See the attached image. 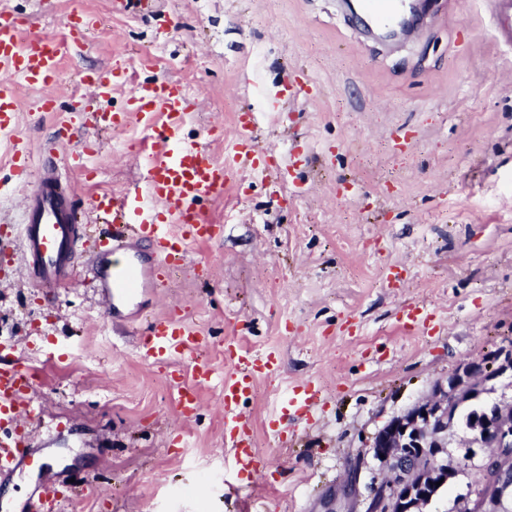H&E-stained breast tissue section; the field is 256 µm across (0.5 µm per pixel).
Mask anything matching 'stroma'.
<instances>
[{"label": "stroma", "mask_w": 512, "mask_h": 512, "mask_svg": "<svg viewBox=\"0 0 512 512\" xmlns=\"http://www.w3.org/2000/svg\"><path fill=\"white\" fill-rule=\"evenodd\" d=\"M23 36H56L73 13L98 19L61 63L71 86L91 71L178 79L196 104L182 129L215 128V158L230 165L222 194L199 208L224 227L190 246L182 268L142 299L109 313L92 280L53 303L0 280V336L37 367L28 432L33 464L0 473L32 496L73 480L65 512H238L236 487L260 512H365L380 467L374 433L427 396L461 363L512 346V49L492 37L481 0H432L426 25L403 42L364 37L341 0H0ZM250 114L258 149L280 178L234 164L236 122ZM61 112L17 100V129L34 161L17 178L0 154V222L15 218L23 183ZM137 119L101 134L89 171L55 162L84 209L101 191L143 184ZM425 308V332L403 327ZM179 309L210 338L273 351L279 369L239 403L258 469L238 471L224 431L219 384L199 391L197 419L176 412L168 365L143 361L140 313ZM300 380L320 402L281 417L278 399Z\"/></svg>", "instance_id": "stroma-1"}]
</instances>
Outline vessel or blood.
<instances>
[{"label":"vessel or blood","mask_w":512,"mask_h":512,"mask_svg":"<svg viewBox=\"0 0 512 512\" xmlns=\"http://www.w3.org/2000/svg\"><path fill=\"white\" fill-rule=\"evenodd\" d=\"M487 5L494 40L511 47L512 0H487ZM359 7L370 18L379 37L412 35L406 0H360ZM67 26L69 38L25 40L18 25L0 14V138L7 140L20 175L30 168L32 155L25 139L14 133L16 87L22 83L42 90L40 110L56 111L55 96L45 94L44 89L56 83L63 57L79 40L82 17H71ZM193 109L194 102L184 86L179 81L167 80L136 85L130 94L128 112L85 108L80 112L79 123L61 122V138L79 142L69 157L70 166L86 172L99 145L82 139L83 129H119L126 125L129 114H136L149 137L148 142L139 145L145 160L146 181L140 187L119 193L102 192L92 198L90 214L113 224L116 231L112 238L91 244L90 260L81 267L77 264V226L70 206L73 186L57 173L53 157L43 156L45 175L39 184L27 190L16 232H0V278L10 273L6 254L13 238L18 237L24 246L29 283L40 288H59L82 269L104 284L108 300L127 301L136 296L139 288L159 286L160 268L182 264L188 244L216 240L218 225L198 209L197 203L203 197L223 192L228 169L202 142L182 137V127ZM236 146L238 166L255 167L258 151L252 127L242 120L237 123ZM130 236L150 243L152 252L145 260L118 259V252L124 250ZM207 345L206 337L188 325L184 317L168 313L147 323L139 340V351L154 364H168L178 358L190 360L197 383L220 382L224 391V427L234 439L235 464L242 471L257 468L259 462L247 425L235 409L258 377L276 372L277 362L271 353H252L232 343L226 347L231 368L218 376L207 361L198 357ZM36 379L35 369L0 358V422L32 420L27 407ZM316 401L317 392L311 383H297L279 409L284 412L293 407L308 408ZM24 447L22 435L0 437V469H10Z\"/></svg>","instance_id":"vessel-or-blood-1"}]
</instances>
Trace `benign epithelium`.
Returning a JSON list of instances; mask_svg holds the SVG:
<instances>
[{
    "mask_svg": "<svg viewBox=\"0 0 512 512\" xmlns=\"http://www.w3.org/2000/svg\"><path fill=\"white\" fill-rule=\"evenodd\" d=\"M512 375V352L501 350L489 361L460 364L433 385L425 399L393 416L372 437L369 452L384 471L373 489L367 512H424L436 483L448 484L458 468L448 457L449 415L477 402L496 377ZM488 449L480 465L487 480L480 492L461 499L477 512H512V401L498 402L473 420L466 455L474 446Z\"/></svg>",
    "mask_w": 512,
    "mask_h": 512,
    "instance_id": "benign-epithelium-1",
    "label": "benign epithelium"
}]
</instances>
